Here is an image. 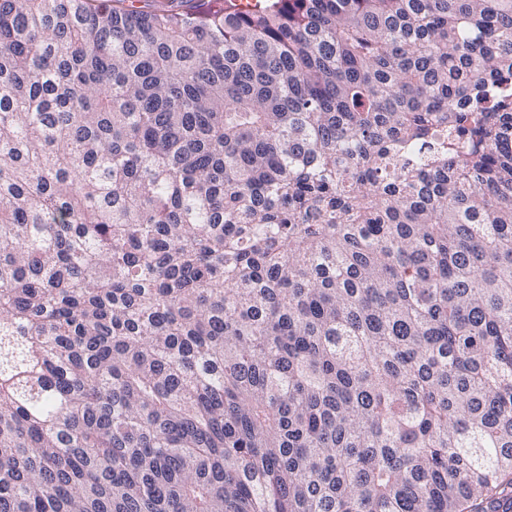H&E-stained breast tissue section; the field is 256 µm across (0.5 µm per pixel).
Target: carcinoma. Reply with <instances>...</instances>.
Returning <instances> with one entry per match:
<instances>
[{"label":"carcinoma","mask_w":512,"mask_h":512,"mask_svg":"<svg viewBox=\"0 0 512 512\" xmlns=\"http://www.w3.org/2000/svg\"><path fill=\"white\" fill-rule=\"evenodd\" d=\"M512 501V0H0V512Z\"/></svg>","instance_id":"obj_1"}]
</instances>
